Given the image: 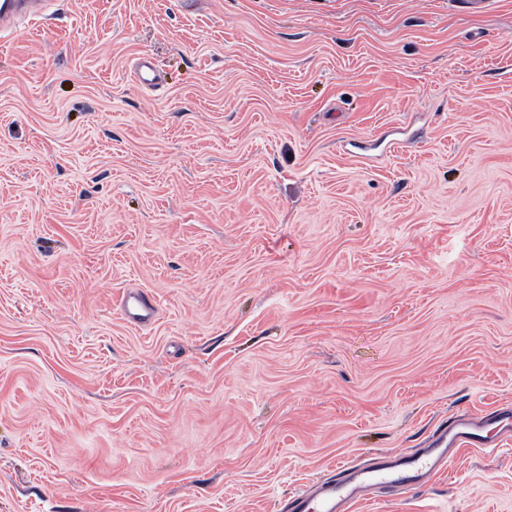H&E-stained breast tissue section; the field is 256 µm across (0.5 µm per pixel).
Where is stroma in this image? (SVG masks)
I'll return each instance as SVG.
<instances>
[{
  "label": "stroma",
  "instance_id": "1",
  "mask_svg": "<svg viewBox=\"0 0 512 512\" xmlns=\"http://www.w3.org/2000/svg\"><path fill=\"white\" fill-rule=\"evenodd\" d=\"M53 9L0 43V512H286L512 411V0ZM347 512H512V436ZM158 305L155 295L144 289L127 291L117 300L120 314L133 326L152 322L158 312Z\"/></svg>",
  "mask_w": 512,
  "mask_h": 512
}]
</instances>
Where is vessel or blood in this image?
Segmentation results:
<instances>
[{
  "label": "vessel or blood",
  "mask_w": 512,
  "mask_h": 512,
  "mask_svg": "<svg viewBox=\"0 0 512 512\" xmlns=\"http://www.w3.org/2000/svg\"><path fill=\"white\" fill-rule=\"evenodd\" d=\"M49 0H0V34H11L25 19L44 18ZM122 317L141 326L154 320L158 312L155 295L144 289L125 292L117 301ZM496 430L487 423L455 417L437 428L427 447L409 454L393 456L370 464H346L335 474L318 481L314 490L292 496L288 512H343L349 503L379 487L414 490L425 485L439 470L449 449L462 446L497 448L504 435L512 432V414L496 416Z\"/></svg>",
  "instance_id": "vessel-or-blood-1"
}]
</instances>
